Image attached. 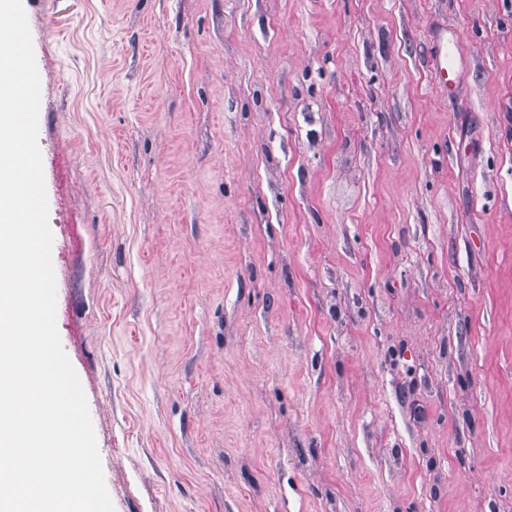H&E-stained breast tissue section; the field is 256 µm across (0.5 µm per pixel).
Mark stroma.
Here are the masks:
<instances>
[{
	"label": "stroma",
	"instance_id": "obj_1",
	"mask_svg": "<svg viewBox=\"0 0 512 512\" xmlns=\"http://www.w3.org/2000/svg\"><path fill=\"white\" fill-rule=\"evenodd\" d=\"M23 7L114 512H512V0ZM461 64L455 42H448V36L441 38L435 50V71L439 84L448 91V96L458 94Z\"/></svg>",
	"mask_w": 512,
	"mask_h": 512
}]
</instances>
